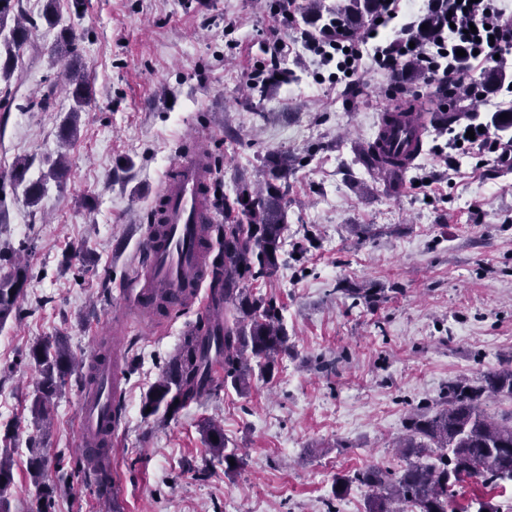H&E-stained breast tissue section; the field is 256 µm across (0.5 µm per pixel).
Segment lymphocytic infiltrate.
Instances as JSON below:
<instances>
[{
    "instance_id": "f902f5d3",
    "label": "lymphocytic infiltrate",
    "mask_w": 512,
    "mask_h": 512,
    "mask_svg": "<svg viewBox=\"0 0 512 512\" xmlns=\"http://www.w3.org/2000/svg\"><path fill=\"white\" fill-rule=\"evenodd\" d=\"M400 10V0H388L366 31L346 28L337 33H308L306 48L319 57L322 66L342 75L358 73L366 63L396 73L404 62L418 60L427 66L429 83L438 97L454 98L463 88L475 100H485L479 83L468 79V70L474 64L497 68L499 57L512 53V19H506L495 0H421L411 29L388 44L372 43V33L378 32L381 23L396 18ZM425 24L432 28L430 35L418 36L417 28Z\"/></svg>"
}]
</instances>
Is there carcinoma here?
<instances>
[{
	"instance_id": "carcinoma-1",
	"label": "carcinoma",
	"mask_w": 512,
	"mask_h": 512,
	"mask_svg": "<svg viewBox=\"0 0 512 512\" xmlns=\"http://www.w3.org/2000/svg\"><path fill=\"white\" fill-rule=\"evenodd\" d=\"M322 0H311L310 20L327 26L345 23L354 29L368 25L378 13L380 0H337L336 6L322 9ZM28 37L27 30L17 24L10 35L0 41L5 59L0 60V79L9 80L16 52ZM70 84L75 107L72 120L64 127L63 137L76 132L78 113L90 98L92 88L80 69L71 71ZM414 148L404 155L394 152L385 134L371 149L375 151L372 165L397 180L421 154L423 137L413 134ZM30 163L16 162L11 172V186L26 184L29 203L38 202L46 177L26 182ZM288 159L276 157L268 162V179L264 188L255 190L243 181L236 189L234 202H224V240L233 243V249L224 251V271L212 270L215 282L222 287L213 291L214 311L207 324L199 326L186 336L165 373L146 395L144 407L148 415L165 419L176 415L202 392L214 384L213 367L224 366V378L231 379L233 387L245 391L250 387L253 367L245 352L264 361L269 367L288 352V336L281 322L274 300L246 292L245 281L274 273L278 266L281 235L285 224V192L278 182L287 179ZM27 283L25 269L14 267L0 275V325L20 314L19 300ZM233 311V324L224 322V308ZM30 359L39 368L40 380L32 404L37 420L50 418L53 398L65 383V377L77 373L86 392L96 390L95 365L71 369L73 355L61 340L39 343L30 351ZM512 399V365L484 373L480 384L465 381L448 383L439 405L433 411L414 414L408 419L407 436L401 443L403 455L408 458L400 470L374 465L336 479L335 495L341 497L352 486L365 488L366 512H456L452 508L456 487L467 478H474L484 486H496L512 481V419L498 422L482 408L484 397ZM206 443L212 455L224 459L225 464L236 459L226 452L224 428L215 421L203 426ZM72 471L58 470L55 484L44 483V455L36 452L30 458L34 485L45 499L43 512H50L54 489L69 483L75 472L90 473L97 491L109 497L112 475L108 459L97 463L82 457L74 462ZM13 485L12 459L9 451L0 452V512H10L8 492Z\"/></svg>"
}]
</instances>
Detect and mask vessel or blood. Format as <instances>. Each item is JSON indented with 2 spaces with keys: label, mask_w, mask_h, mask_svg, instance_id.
I'll return each instance as SVG.
<instances>
[{
  "label": "vessel or blood",
  "mask_w": 512,
  "mask_h": 512,
  "mask_svg": "<svg viewBox=\"0 0 512 512\" xmlns=\"http://www.w3.org/2000/svg\"><path fill=\"white\" fill-rule=\"evenodd\" d=\"M211 176L208 157L195 149L183 154L157 187L154 223L138 252L139 274L125 292L128 305L148 311L158 302L182 308L198 300L207 280L205 258L213 245L205 194ZM98 374L102 391L86 399L81 412L82 431L93 439L120 417L117 369L103 361Z\"/></svg>",
  "instance_id": "b4317fda"
}]
</instances>
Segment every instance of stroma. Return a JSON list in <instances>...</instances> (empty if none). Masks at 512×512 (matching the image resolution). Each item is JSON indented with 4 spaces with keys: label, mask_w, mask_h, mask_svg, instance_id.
<instances>
[{
    "label": "stroma",
    "mask_w": 512,
    "mask_h": 512,
    "mask_svg": "<svg viewBox=\"0 0 512 512\" xmlns=\"http://www.w3.org/2000/svg\"><path fill=\"white\" fill-rule=\"evenodd\" d=\"M305 0L289 23L269 0H56L92 94L69 141L60 134L73 100L68 57L32 30L0 109V183L15 161L30 180L65 167L38 203L8 193L0 207V267L21 262L28 281L20 316L0 326V448L10 449L11 512H37L29 444L40 441L47 476L88 440L79 429L84 391L68 377L47 424L31 407L38 370L31 346L63 339L84 361L111 344L122 415L110 466L122 512H365L366 491L336 498L337 476L399 467L395 443L410 414L435 406L449 382H478L512 360V158L454 150L450 112L487 119L512 108L434 97L417 75L364 68L334 82L306 52ZM288 54L264 95L247 76L267 69V44ZM405 91H398V84ZM45 109L29 108L48 88ZM425 115L424 152L398 185L362 163L383 109ZM211 159L212 222L238 181L257 185L270 157H288V208L279 266L248 281L272 297L288 352L245 392L216 369L212 389L164 420L143 401L183 339L202 325L201 303L161 325L129 318L122 293L155 187L187 143ZM224 428L241 463L209 452L202 426ZM53 512H109L76 475Z\"/></svg>",
    "instance_id": "stroma-1"
}]
</instances>
